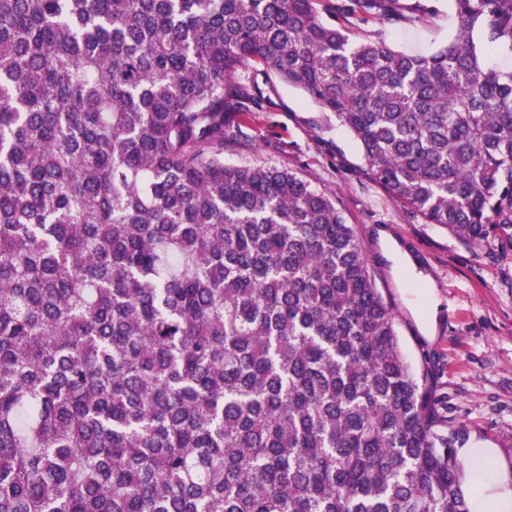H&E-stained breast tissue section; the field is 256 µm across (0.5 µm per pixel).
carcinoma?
<instances>
[{
  "label": "carcinoma",
  "mask_w": 512,
  "mask_h": 512,
  "mask_svg": "<svg viewBox=\"0 0 512 512\" xmlns=\"http://www.w3.org/2000/svg\"><path fill=\"white\" fill-rule=\"evenodd\" d=\"M320 2L0 0V512H471L335 198L224 144L251 64L512 244V0H452L429 55L336 24L399 0Z\"/></svg>",
  "instance_id": "obj_1"
}]
</instances>
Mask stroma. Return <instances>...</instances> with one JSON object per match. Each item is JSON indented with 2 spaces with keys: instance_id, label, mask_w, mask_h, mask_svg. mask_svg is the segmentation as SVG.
I'll use <instances>...</instances> for the list:
<instances>
[{
  "instance_id": "obj_1",
  "label": "stroma",
  "mask_w": 512,
  "mask_h": 512,
  "mask_svg": "<svg viewBox=\"0 0 512 512\" xmlns=\"http://www.w3.org/2000/svg\"><path fill=\"white\" fill-rule=\"evenodd\" d=\"M400 2L404 21H355L350 39L379 32L421 55L452 40L459 20L450 0ZM264 91V111L243 126L239 145L225 147V163L285 167L335 197L393 312L407 364L433 375L449 427L496 449L512 474V245L495 235L464 243L426 223L371 179L360 144L333 113L276 79Z\"/></svg>"
}]
</instances>
